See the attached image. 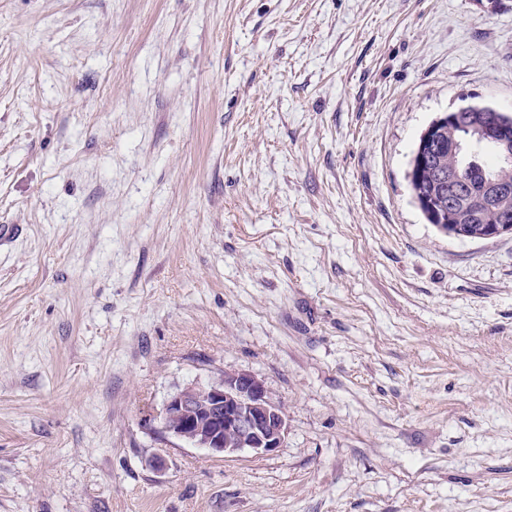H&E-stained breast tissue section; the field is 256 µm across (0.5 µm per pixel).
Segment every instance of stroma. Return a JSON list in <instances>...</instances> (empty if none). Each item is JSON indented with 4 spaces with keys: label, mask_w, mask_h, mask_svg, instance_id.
<instances>
[{
    "label": "stroma",
    "mask_w": 512,
    "mask_h": 512,
    "mask_svg": "<svg viewBox=\"0 0 512 512\" xmlns=\"http://www.w3.org/2000/svg\"><path fill=\"white\" fill-rule=\"evenodd\" d=\"M468 104L512 0H0V512H512V235L407 178ZM227 369L274 452L159 434Z\"/></svg>",
    "instance_id": "1"
}]
</instances>
